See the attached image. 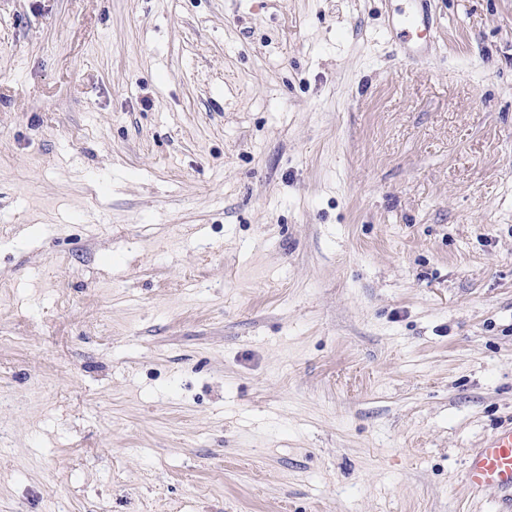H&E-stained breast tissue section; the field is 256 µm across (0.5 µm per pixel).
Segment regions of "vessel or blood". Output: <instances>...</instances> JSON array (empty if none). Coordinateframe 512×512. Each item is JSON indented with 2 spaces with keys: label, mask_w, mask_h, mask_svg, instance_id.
I'll list each match as a JSON object with an SVG mask.
<instances>
[{
  "label": "vessel or blood",
  "mask_w": 512,
  "mask_h": 512,
  "mask_svg": "<svg viewBox=\"0 0 512 512\" xmlns=\"http://www.w3.org/2000/svg\"><path fill=\"white\" fill-rule=\"evenodd\" d=\"M392 24L409 40L408 57L414 59L428 51L433 27L425 13L412 6L397 13ZM465 481L476 493L490 487L512 493V425L497 428L471 455Z\"/></svg>",
  "instance_id": "obj_1"
}]
</instances>
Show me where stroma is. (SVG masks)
Masks as SVG:
<instances>
[{
    "mask_svg": "<svg viewBox=\"0 0 512 512\" xmlns=\"http://www.w3.org/2000/svg\"><path fill=\"white\" fill-rule=\"evenodd\" d=\"M0 0V512H501L512 0ZM421 1L410 0L411 6L392 18V26L400 28L410 42L407 47V55L412 59L420 57L428 51L433 34V26L427 14L424 11L419 12L416 8V3ZM465 482L476 493L490 487L510 492L512 501V425L497 428L471 455Z\"/></svg>",
    "mask_w": 512,
    "mask_h": 512,
    "instance_id": "1",
    "label": "stroma"
}]
</instances>
